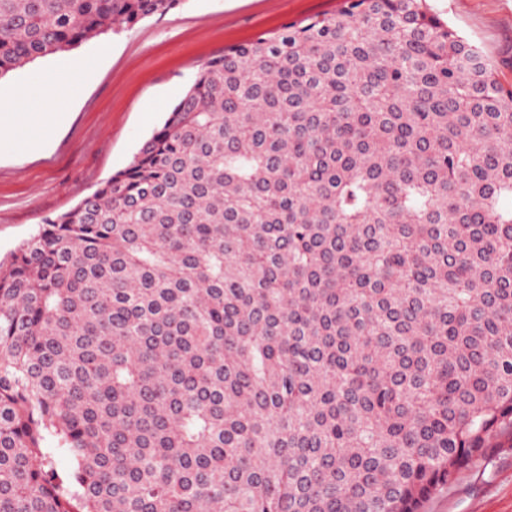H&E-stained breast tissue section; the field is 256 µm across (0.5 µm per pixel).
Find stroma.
<instances>
[{
  "mask_svg": "<svg viewBox=\"0 0 512 512\" xmlns=\"http://www.w3.org/2000/svg\"><path fill=\"white\" fill-rule=\"evenodd\" d=\"M343 0H183L164 14L41 58L0 79V94L38 71L86 61L89 77L57 102L64 120L40 148L0 147V261L41 224L125 169L224 48L342 7ZM512 84V0H428ZM421 512H512V447L492 449L433 493Z\"/></svg>",
  "mask_w": 512,
  "mask_h": 512,
  "instance_id": "1",
  "label": "stroma"
}]
</instances>
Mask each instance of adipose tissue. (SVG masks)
Wrapping results in <instances>:
<instances>
[{
    "instance_id": "obj_1",
    "label": "adipose tissue",
    "mask_w": 512,
    "mask_h": 512,
    "mask_svg": "<svg viewBox=\"0 0 512 512\" xmlns=\"http://www.w3.org/2000/svg\"><path fill=\"white\" fill-rule=\"evenodd\" d=\"M56 95L57 84L47 77L17 83L8 96H0V141L26 149L39 146L60 118Z\"/></svg>"
}]
</instances>
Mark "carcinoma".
<instances>
[{
  "instance_id": "cac0c4a2",
  "label": "carcinoma",
  "mask_w": 512,
  "mask_h": 512,
  "mask_svg": "<svg viewBox=\"0 0 512 512\" xmlns=\"http://www.w3.org/2000/svg\"><path fill=\"white\" fill-rule=\"evenodd\" d=\"M182 2L0 0V78ZM502 438L512 85L426 0L225 48L0 263V512H420Z\"/></svg>"
}]
</instances>
